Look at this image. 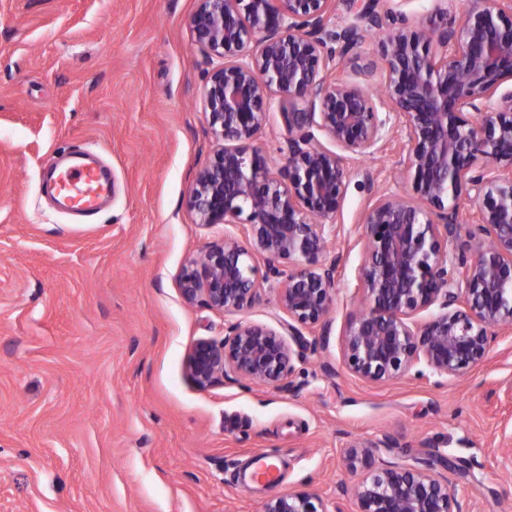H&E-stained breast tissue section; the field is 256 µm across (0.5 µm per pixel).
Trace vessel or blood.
<instances>
[{
    "instance_id": "1",
    "label": "vessel or blood",
    "mask_w": 512,
    "mask_h": 512,
    "mask_svg": "<svg viewBox=\"0 0 512 512\" xmlns=\"http://www.w3.org/2000/svg\"><path fill=\"white\" fill-rule=\"evenodd\" d=\"M72 165L60 169L54 178V191L60 202L69 210L89 217L96 213L109 190V180L97 166L87 162L82 150L73 153ZM279 469L274 460L265 455L257 456L250 472L249 483H276Z\"/></svg>"
}]
</instances>
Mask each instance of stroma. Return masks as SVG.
<instances>
[{
	"label": "stroma",
	"instance_id": "stroma-1",
	"mask_svg": "<svg viewBox=\"0 0 512 512\" xmlns=\"http://www.w3.org/2000/svg\"><path fill=\"white\" fill-rule=\"evenodd\" d=\"M197 0H0V512H261L292 490L334 504L390 438L392 459L434 450L463 476L464 512H512V335L458 378L366 382L343 364L359 305L362 213L391 187L398 147L349 166L324 350L292 387L200 390L184 362L237 320L278 327L273 287L237 315L182 300L186 260L231 232L185 199L212 156ZM95 148L115 195L91 220L59 211L48 175ZM272 487L244 490L256 454Z\"/></svg>",
	"mask_w": 512,
	"mask_h": 512
}]
</instances>
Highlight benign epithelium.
Returning <instances> with one entry per match:
<instances>
[{
    "instance_id": "1",
    "label": "benign epithelium",
    "mask_w": 512,
    "mask_h": 512,
    "mask_svg": "<svg viewBox=\"0 0 512 512\" xmlns=\"http://www.w3.org/2000/svg\"><path fill=\"white\" fill-rule=\"evenodd\" d=\"M410 0H349L354 14L336 23L337 0H198L189 21L211 68L204 112L215 147L186 206L194 223L232 224L178 277L181 298L224 314L250 306L260 285L276 283L285 318L274 329L237 321L220 340L201 338L185 370L199 389L226 380L286 387L295 363L324 348L335 302L338 258L321 261L347 190L349 162L380 150L402 127L398 179L363 218L364 262L357 288L365 308L343 331L342 356L356 377L381 383L412 375L458 377L487 356L492 337L512 332V0H472L463 17L440 24L445 0L415 21ZM380 31L382 96L337 77ZM281 113V164L271 169L252 146L274 98ZM327 139L334 148H328ZM475 207L460 221V201ZM466 229L467 244L448 242ZM387 440L351 446L370 460L353 488L338 487L356 512H462L448 457L399 463L382 457ZM261 512H330L308 491L267 500Z\"/></svg>"
}]
</instances>
